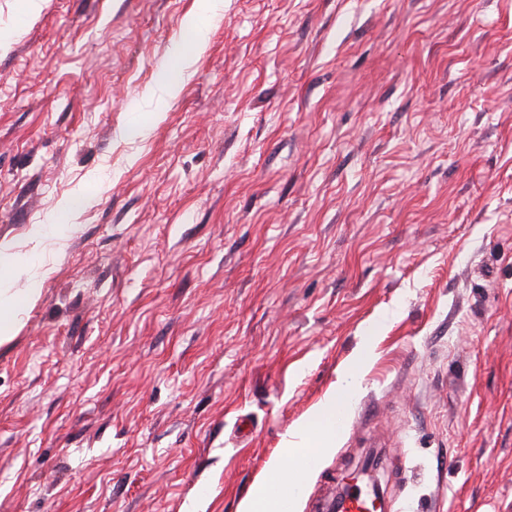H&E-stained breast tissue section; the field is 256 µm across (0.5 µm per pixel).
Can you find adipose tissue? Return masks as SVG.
<instances>
[{"label": "adipose tissue", "instance_id": "ef3b65f1", "mask_svg": "<svg viewBox=\"0 0 512 512\" xmlns=\"http://www.w3.org/2000/svg\"><path fill=\"white\" fill-rule=\"evenodd\" d=\"M347 398V391H340L302 426L299 440L286 443L283 453L293 471L288 483H280L278 467H271L262 484L243 502L241 512H283L285 505H296L298 490L309 478L315 461L336 443V412Z\"/></svg>", "mask_w": 512, "mask_h": 512}]
</instances>
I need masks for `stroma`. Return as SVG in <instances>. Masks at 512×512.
Listing matches in <instances>:
<instances>
[{
    "instance_id": "35a3bbf8",
    "label": "stroma",
    "mask_w": 512,
    "mask_h": 512,
    "mask_svg": "<svg viewBox=\"0 0 512 512\" xmlns=\"http://www.w3.org/2000/svg\"><path fill=\"white\" fill-rule=\"evenodd\" d=\"M197 11L0 0V512H238L368 336L298 512H512V0ZM39 295L37 289L29 288L27 293L21 296L17 293H12L7 288L0 289V342L13 335L15 331V321L13 311L23 300L27 304H34ZM370 511V498L367 491L358 486L351 487L342 499L339 512H367Z\"/></svg>"
}]
</instances>
